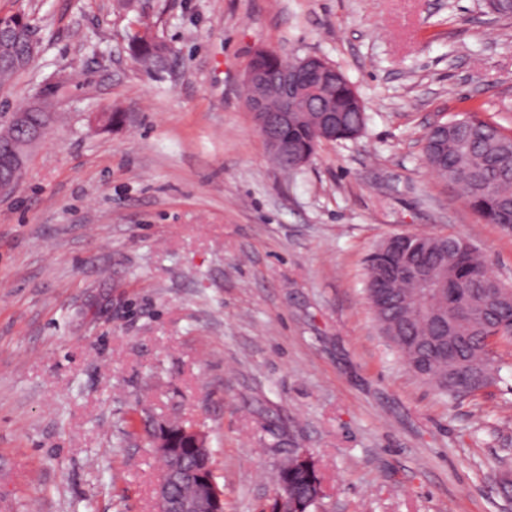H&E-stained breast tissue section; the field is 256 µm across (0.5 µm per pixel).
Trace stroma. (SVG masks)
<instances>
[{"instance_id":"1","label":"stroma","mask_w":512,"mask_h":512,"mask_svg":"<svg viewBox=\"0 0 512 512\" xmlns=\"http://www.w3.org/2000/svg\"><path fill=\"white\" fill-rule=\"evenodd\" d=\"M19 13L40 51L0 112L58 69L83 83L0 196V512H156L146 438L168 420L207 433L224 512H265L293 448L322 477L318 512H512V369L448 400L365 293L367 255L412 233L463 237L512 287V233L422 154L458 114L512 128V17L487 0H0ZM146 29L162 68L129 50ZM259 48L341 70L362 136L275 167L243 98Z\"/></svg>"}]
</instances>
